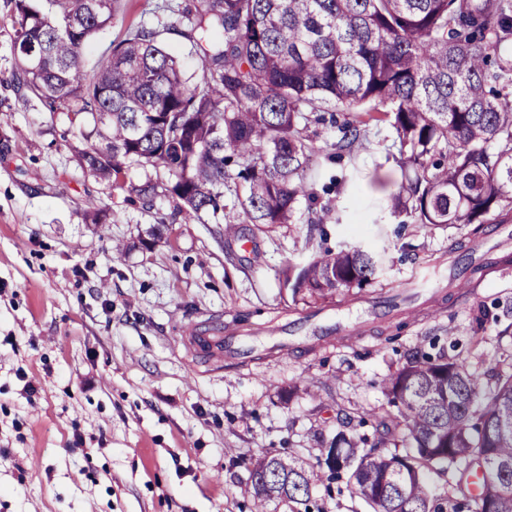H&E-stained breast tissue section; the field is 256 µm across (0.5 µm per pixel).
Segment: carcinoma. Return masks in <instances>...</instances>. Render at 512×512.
<instances>
[{
  "label": "carcinoma",
  "instance_id": "cac0c4a2",
  "mask_svg": "<svg viewBox=\"0 0 512 512\" xmlns=\"http://www.w3.org/2000/svg\"><path fill=\"white\" fill-rule=\"evenodd\" d=\"M7 0L14 16L13 83L52 112L93 121L82 153L97 177L124 188L126 165L163 167L186 222L235 196L250 224H290L310 198L307 123L343 112L336 159L370 127L389 124L391 158L407 174L392 214L426 226L475 225L512 213V0H194L166 5L203 53L185 76L157 27L136 23L91 70L81 55L122 0ZM314 118H309V115ZM382 259L360 248L323 251L285 267L293 295L325 299L360 288ZM403 406L404 450L361 447L339 431L318 460L347 478L372 512H512V369L483 382L464 363L424 347L383 383ZM479 493L435 499L425 470ZM319 475L299 458L265 451L248 467L253 512L278 498L310 500Z\"/></svg>",
  "mask_w": 512,
  "mask_h": 512
}]
</instances>
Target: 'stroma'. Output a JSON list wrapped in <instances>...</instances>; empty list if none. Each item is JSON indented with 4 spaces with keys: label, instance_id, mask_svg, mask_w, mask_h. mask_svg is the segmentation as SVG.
Segmentation results:
<instances>
[{
    "label": "stroma",
    "instance_id": "stroma-1",
    "mask_svg": "<svg viewBox=\"0 0 512 512\" xmlns=\"http://www.w3.org/2000/svg\"><path fill=\"white\" fill-rule=\"evenodd\" d=\"M167 2L129 0L126 20L166 27L194 73L201 57ZM13 25L0 0V512H249L247 465L261 451L313 465L337 431L379 441L377 416L402 411L382 383L415 345L488 382L512 366V220L476 237L398 225L390 126L339 162L335 125L309 123L315 203L268 228L225 207L227 237L211 215L173 219L165 169L127 165L123 191L92 176L78 159L91 124L18 102ZM148 182L146 207L132 189ZM355 245L385 256L371 283L317 303L284 287L287 262ZM462 254L481 267L471 293ZM425 270L430 287H412ZM218 320L250 359L188 372L185 330ZM267 512L369 508L341 480Z\"/></svg>",
    "mask_w": 512,
    "mask_h": 512
}]
</instances>
